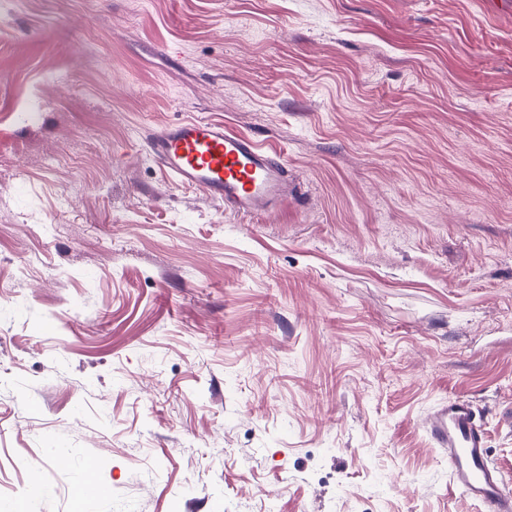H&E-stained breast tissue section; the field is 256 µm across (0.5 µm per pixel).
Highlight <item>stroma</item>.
Wrapping results in <instances>:
<instances>
[{
  "label": "stroma",
  "instance_id": "1",
  "mask_svg": "<svg viewBox=\"0 0 512 512\" xmlns=\"http://www.w3.org/2000/svg\"><path fill=\"white\" fill-rule=\"evenodd\" d=\"M189 115L278 213L131 153ZM455 398L512 477V0H0V512H483ZM140 146L176 185L224 204L226 213L269 214L288 198L284 157L222 122L197 116L150 128ZM435 447L446 450L453 486L486 512L512 510V484L489 459L481 415L468 399L437 407L426 426Z\"/></svg>",
  "mask_w": 512,
  "mask_h": 512
}]
</instances>
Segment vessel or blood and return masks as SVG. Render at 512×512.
<instances>
[{
	"label": "vessel or blood",
	"instance_id": "obj_1",
	"mask_svg": "<svg viewBox=\"0 0 512 512\" xmlns=\"http://www.w3.org/2000/svg\"><path fill=\"white\" fill-rule=\"evenodd\" d=\"M143 147L172 175L176 185L223 204L225 212L269 214L287 199L288 163L253 137L203 117L149 129ZM426 430L445 449L454 487L485 512H512V480L489 459L481 415L467 399L440 405Z\"/></svg>",
	"mask_w": 512,
	"mask_h": 512
}]
</instances>
